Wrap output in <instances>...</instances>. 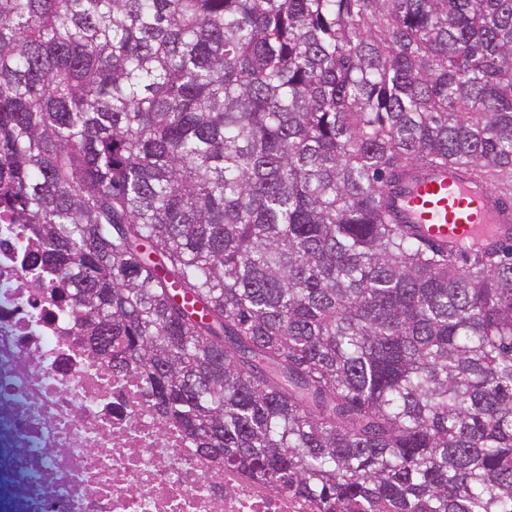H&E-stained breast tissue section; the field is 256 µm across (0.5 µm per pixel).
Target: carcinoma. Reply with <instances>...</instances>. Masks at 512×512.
<instances>
[{"label":"carcinoma","instance_id":"1","mask_svg":"<svg viewBox=\"0 0 512 512\" xmlns=\"http://www.w3.org/2000/svg\"><path fill=\"white\" fill-rule=\"evenodd\" d=\"M512 0H0V210L197 451L323 512H512ZM402 224L435 245L473 253L512 237V207L454 167L424 168L395 196Z\"/></svg>","mask_w":512,"mask_h":512}]
</instances>
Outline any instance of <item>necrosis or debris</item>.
Listing matches in <instances>:
<instances>
[{"label": "necrosis or debris", "instance_id": "4bbe7bcc", "mask_svg": "<svg viewBox=\"0 0 512 512\" xmlns=\"http://www.w3.org/2000/svg\"><path fill=\"white\" fill-rule=\"evenodd\" d=\"M0 512H320L216 466L113 374L24 225L0 214Z\"/></svg>", "mask_w": 512, "mask_h": 512}]
</instances>
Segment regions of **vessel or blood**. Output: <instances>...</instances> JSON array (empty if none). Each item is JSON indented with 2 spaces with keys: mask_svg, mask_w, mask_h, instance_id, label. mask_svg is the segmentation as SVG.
Segmentation results:
<instances>
[{
  "mask_svg": "<svg viewBox=\"0 0 512 512\" xmlns=\"http://www.w3.org/2000/svg\"><path fill=\"white\" fill-rule=\"evenodd\" d=\"M401 223L435 245L473 253L512 238V206L454 167L425 168L395 197Z\"/></svg>",
  "mask_w": 512,
  "mask_h": 512,
  "instance_id": "vessel-or-blood-1",
  "label": "vessel or blood"
}]
</instances>
